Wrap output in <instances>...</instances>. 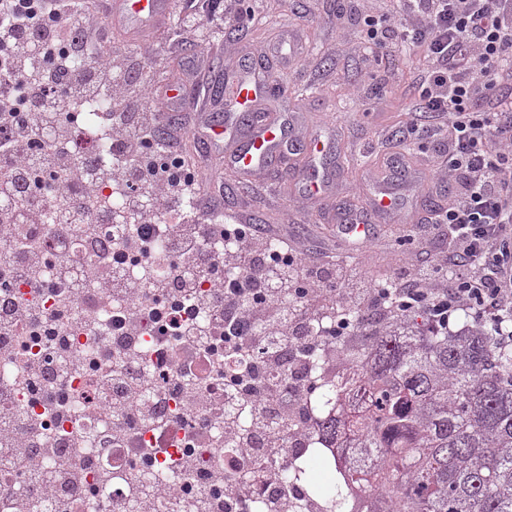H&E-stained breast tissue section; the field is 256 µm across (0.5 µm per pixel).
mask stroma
Returning a JSON list of instances; mask_svg holds the SVG:
<instances>
[{"label": "stroma", "instance_id": "obj_1", "mask_svg": "<svg viewBox=\"0 0 512 512\" xmlns=\"http://www.w3.org/2000/svg\"><path fill=\"white\" fill-rule=\"evenodd\" d=\"M259 4L268 24L249 25L230 35L222 32L214 40L197 37L175 17L150 46L121 39L114 43L131 64L128 82L190 83L192 96L169 115L174 123L189 121L198 106L223 111V99L209 92L218 65H245L252 57L271 55L269 41L277 33L305 45L302 57L271 64L270 91L260 109L288 113L293 141L305 145L314 136L330 141L329 199L295 198L292 173L298 164L292 160L257 177L218 167L214 173L224 184L225 212L282 225L290 243L350 265L373 283L384 281L403 263H418L447 250L445 228L430 224L433 204L448 196L447 184H430L404 211H373L372 185L380 179L385 157H406L413 171L426 174L446 164L445 149H419L400 133L417 99L422 70L417 56L365 47L364 17L389 10L388 0ZM353 207L371 215L373 233L363 245L336 236L337 225Z\"/></svg>", "mask_w": 512, "mask_h": 512}]
</instances>
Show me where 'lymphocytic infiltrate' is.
<instances>
[{
	"mask_svg": "<svg viewBox=\"0 0 512 512\" xmlns=\"http://www.w3.org/2000/svg\"><path fill=\"white\" fill-rule=\"evenodd\" d=\"M111 0H0V223L39 224L55 198L68 196L70 214L97 197L105 183L123 190L119 211L100 205L95 224L140 225L136 238L113 247L112 269L87 267L97 287L140 291L127 277L130 259L164 267L152 293L159 333L191 336L193 318L176 304L195 300L202 282L214 324L237 342L261 333V355L283 361L289 345L306 343L318 321L358 308L376 316L424 314L448 323L462 311L489 326L497 343L512 344V0H396L395 13L367 16L368 44L422 51L427 75L418 88V121L404 134L425 139L424 119L441 118L448 134V174L458 191L434 221L448 227V249L431 260L398 267L381 284L323 262L289 245L273 247L276 227L224 221L222 193L201 199L207 169L193 159L185 128L168 125L172 98L151 86L114 87L125 60L112 52ZM101 97V120L117 149L112 167L72 147L74 100ZM175 233L158 238L156 227ZM223 243V252L212 249ZM293 409L257 403L249 432L224 420L243 448L284 450L268 428L272 414Z\"/></svg>",
	"mask_w": 512,
	"mask_h": 512,
	"instance_id": "lymphocytic-infiltrate-1",
	"label": "lymphocytic infiltrate"
}]
</instances>
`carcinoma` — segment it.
Segmentation results:
<instances>
[{"label":"carcinoma","mask_w":512,"mask_h":512,"mask_svg":"<svg viewBox=\"0 0 512 512\" xmlns=\"http://www.w3.org/2000/svg\"><path fill=\"white\" fill-rule=\"evenodd\" d=\"M350 320L340 354L370 353L375 411L327 416L321 431L362 432L371 464L354 463L351 481L400 489V512H512V348L469 322L449 332L415 317L381 328L357 312Z\"/></svg>","instance_id":"1"}]
</instances>
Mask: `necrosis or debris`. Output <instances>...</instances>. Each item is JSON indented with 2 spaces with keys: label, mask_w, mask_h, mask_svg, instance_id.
Wrapping results in <instances>:
<instances>
[{
  "label": "necrosis or debris",
  "mask_w": 512,
  "mask_h": 512,
  "mask_svg": "<svg viewBox=\"0 0 512 512\" xmlns=\"http://www.w3.org/2000/svg\"><path fill=\"white\" fill-rule=\"evenodd\" d=\"M12 230L13 239L51 250L64 262L38 270L50 286L37 295L12 275V250L0 245V304L8 300L59 315L55 343L27 327L0 335V423L20 425L37 450L23 456L12 474L0 472V512H44L43 501L30 498L25 479L48 471L55 512H128V491L142 472L155 482L141 512H275L282 496L287 512H328L327 499L308 482L287 484L273 471L285 466L297 472L316 458L345 482L341 451L318 427L323 416L335 414V404L317 405L305 396L289 419L273 418V430L290 438L284 455L236 447L224 433L225 416L249 415L251 399L269 384L272 370L260 358V337L251 338L244 358L225 349L220 332L194 339L159 335L146 293L162 269L144 261L128 269L143 291L139 298L103 293L87 281L76 291L57 287L58 277L80 276L91 264L109 270L107 258L93 253L88 240L91 233H105L106 225L73 223L60 236L51 224L35 233L25 224ZM120 316L140 318V332L117 330ZM318 352L315 369L291 350V375L313 388L350 390L356 400H367V387L353 384L360 367L338 358L335 346ZM130 361L138 370L127 374L125 395L98 386L95 370L113 371ZM45 363L62 376L43 382L44 393L37 396L35 368ZM228 374L241 379L229 399L222 387Z\"/></svg>",
  "instance_id": "necrosis-or-debris-1"
}]
</instances>
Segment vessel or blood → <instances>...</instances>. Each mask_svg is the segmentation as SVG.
Returning a JSON list of instances; mask_svg holds the SVG:
<instances>
[{"mask_svg":"<svg viewBox=\"0 0 512 512\" xmlns=\"http://www.w3.org/2000/svg\"><path fill=\"white\" fill-rule=\"evenodd\" d=\"M168 19L169 0H112L113 22L123 25L133 36H152ZM263 88L261 72L233 68L224 115L209 127L211 143L224 150L225 165L248 175L261 172L286 147L287 115L276 114L262 122L247 118L248 113L256 111ZM325 150L320 139L309 143L310 162L299 177L301 193L314 194L324 190L326 174L317 159Z\"/></svg>","mask_w":512,"mask_h":512,"instance_id":"1","label":"vessel or blood"}]
</instances>
